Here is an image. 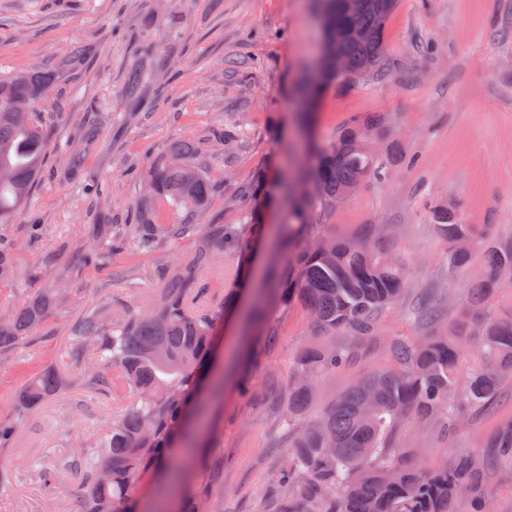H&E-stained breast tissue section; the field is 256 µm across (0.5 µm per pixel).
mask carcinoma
<instances>
[{
    "label": "carcinoma",
    "instance_id": "1",
    "mask_svg": "<svg viewBox=\"0 0 512 512\" xmlns=\"http://www.w3.org/2000/svg\"><path fill=\"white\" fill-rule=\"evenodd\" d=\"M396 6L397 0H375L351 18L336 14V0H321V12L335 16L349 30L333 48L344 57L346 71L328 70L321 81L308 83L304 123H310L312 101L322 87L387 76L385 25ZM352 29H361L364 35L357 37ZM52 83L47 73L0 80V217L14 213L37 180L46 142L32 105ZM384 124L381 115H372L348 123L325 141L309 138L307 166L293 180L282 177L288 274L282 276L275 269L267 273L266 287L259 292L262 300L248 314L252 326H261L266 305L279 298L305 306L320 332L341 329L363 337L372 334L378 316L399 301L405 268L367 241L332 237L328 252L299 243L322 216L350 197L349 189L365 179L383 181L405 161L395 142L383 154L371 152L369 138ZM191 151L189 141H175L167 157L146 172V206L139 210L140 223L129 225L126 238L113 237L112 225L104 224L89 240L84 256L89 264L123 249L148 253L162 238L199 233L202 242L185 257L181 269L167 275L152 306L129 308L113 323L89 315L73 331L71 360L88 366L92 384L110 387L129 400L91 455L63 456L42 473L48 485L66 475L77 477L75 512H137L132 502L136 478L149 466L167 468L173 487H183L188 476L186 466L197 445L191 422L206 410L200 395L203 367L224 318V310L197 304L195 294L212 284L192 282L191 274L212 267L228 253L237 258V266L248 265L266 233L262 176L245 191L244 224H221L205 231L195 224L154 221L149 207L153 202L176 212L209 204L207 174L189 162ZM431 218L447 246L448 274L469 264L476 245L486 253V273L472 284L469 307L448 331L436 332L440 311L424 305L421 318L430 335L417 342L393 338L387 346V365L358 376L318 409V378L349 366L352 354L334 344L308 346L298 353L284 418L293 457L292 467L281 477L282 487L288 489V512H453L463 488L472 494L473 512H490L484 462L458 452L440 464L416 467L392 446L402 420L433 423L446 435L460 428L462 406L490 411L501 397L503 383L512 380V318H499L486 309L476 319L483 362L463 392L456 388L457 369L466 360L461 340L470 333L471 308L484 305L502 279L512 276V241L487 238L477 225L462 223L460 214L441 204L431 207ZM16 251L17 244L0 238V283L14 277ZM52 306L61 309L63 302L54 289L41 288L1 313L0 352L32 338ZM59 388L57 372H42L18 392L16 412L22 415L41 406ZM484 447L497 449L501 459L512 458V421L500 424ZM170 497L174 507L156 512H202L201 500L171 492L163 499Z\"/></svg>",
    "mask_w": 512,
    "mask_h": 512
}]
</instances>
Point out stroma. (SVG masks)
<instances>
[{
    "instance_id": "35a3bbf8",
    "label": "stroma",
    "mask_w": 512,
    "mask_h": 512,
    "mask_svg": "<svg viewBox=\"0 0 512 512\" xmlns=\"http://www.w3.org/2000/svg\"><path fill=\"white\" fill-rule=\"evenodd\" d=\"M316 0H0V78L53 74L38 99L49 149L29 198L0 219V237L16 239L14 280L0 284V306L37 288H64L66 313L49 309L31 347L0 354V420L15 417L17 390L46 368L59 391L20 417L0 447V512H75V477L54 487L40 472L62 454H81L109 434L124 402L93 388L69 360L71 330L82 316L107 318L149 307L163 271L180 268L198 237L163 241L148 254L122 252L94 265L83 253L93 225L123 232L144 198L145 170L172 142L192 141L191 163L212 185L207 207L188 223L240 224L243 191L262 172L274 178L297 156L301 128L296 90L319 59L323 32ZM386 79L331 85L318 100L314 131L324 139L350 119L382 113L387 137L414 165L364 181L311 234L368 235L380 252L402 258L400 303L382 313L373 334L318 333L306 308H269L261 334H242L238 312L215 337L217 359L246 343V392L226 379L212 412L216 432L190 473L213 512H286L279 478L290 465L283 422L293 362L305 346L330 343L354 353L351 365L323 378L325 404L357 375L387 364V343L423 330L416 303L432 298L443 314L465 303L485 272L475 250L456 275L445 266L428 205H460L462 220L512 240V0H399L386 24ZM145 75L139 100L124 92L131 70ZM235 140L231 152L211 141L215 129ZM512 420V401L495 415L465 410L458 434L404 422L393 438L407 461L434 465L466 449L490 456L485 437Z\"/></svg>"
}]
</instances>
